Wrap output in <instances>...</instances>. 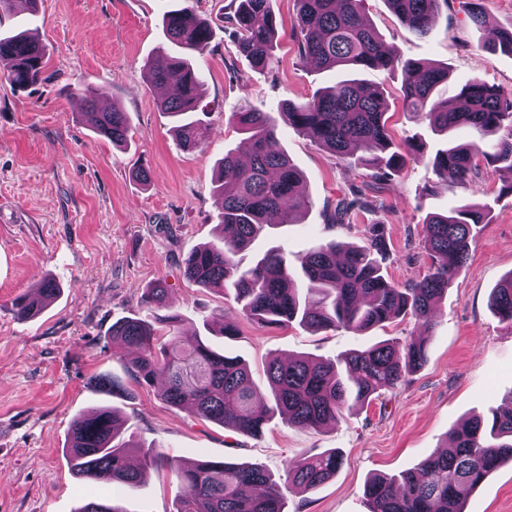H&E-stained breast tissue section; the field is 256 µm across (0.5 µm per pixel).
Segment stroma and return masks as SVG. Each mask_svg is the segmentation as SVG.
<instances>
[{
	"label": "stroma",
	"instance_id": "35a3bbf8",
	"mask_svg": "<svg viewBox=\"0 0 512 512\" xmlns=\"http://www.w3.org/2000/svg\"><path fill=\"white\" fill-rule=\"evenodd\" d=\"M228 2L195 3L213 37L199 60L206 86L197 112L208 133L191 152L178 146L173 121L148 81L147 63L159 49L178 52L163 31L169 0H39L35 21L23 12L0 16L1 33L27 30L50 55L41 81L28 89L0 80V512H79L108 497L123 512H176L179 489L168 467H149L132 491L73 475L65 452L70 427L100 407L117 408L127 420L124 439L143 449L158 445L181 461L262 467L281 482L288 512H368L370 479L416 468L445 445L455 424L491 419L512 399V326L490 307L492 288L512 273V197H499L501 178L485 169L454 191L439 186L432 159L443 136L404 111L398 81L374 70L361 77L386 98L401 169L371 192L364 169L281 128L280 143L304 175L310 204L291 223L267 229L243 258L252 261L271 248L301 254L332 239L357 243L365 225L380 224L390 247L386 273L410 284L429 266L421 248L426 218L462 203L490 204L489 224L435 308L426 363L385 397L322 430L276 418L257 438L167 406L156 385H130L125 396L95 385L98 376L123 377V363L112 355V324L148 316L141 295L157 280L165 281L172 311L184 318L183 343L202 339L241 356L260 384L276 356L333 359L420 331L411 317L362 335L295 323L265 327L248 321L233 296L185 278V255L219 233L215 175L225 152L242 140L233 112L246 103L275 112L337 78L300 58L292 35L295 0H272L280 23L277 61L254 70L224 22ZM482 6L486 21L477 28L465 0H448L423 39L408 33L385 0H364L363 13L388 47L447 66L448 80L434 96L451 100L474 78L512 88V55L485 49L499 30L512 29V0H482ZM86 88L101 91L100 107L115 104L127 113V146L99 138L81 120L77 93ZM412 142L419 150H409ZM137 167L148 170V184L133 179ZM356 190L367 193L369 207L353 209L349 227L326 229L324 205ZM45 278L59 284L57 299L36 317L17 318L13 299ZM218 313L236 325L238 338L214 335ZM332 448L343 456L335 477L312 490L287 484L288 465ZM466 512H512L511 464L475 489Z\"/></svg>",
	"mask_w": 512,
	"mask_h": 512
}]
</instances>
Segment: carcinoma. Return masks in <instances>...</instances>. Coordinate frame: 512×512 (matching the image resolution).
<instances>
[{
	"label": "carcinoma",
	"mask_w": 512,
	"mask_h": 512,
	"mask_svg": "<svg viewBox=\"0 0 512 512\" xmlns=\"http://www.w3.org/2000/svg\"><path fill=\"white\" fill-rule=\"evenodd\" d=\"M271 0H230L224 22L231 27L252 64L270 69L278 21ZM293 26L300 57L322 70L385 71L401 77L405 110L437 132L467 128L473 139L447 146L432 160L437 179L452 191L479 174L484 163L512 176V88L505 90L482 79L471 80L457 103L434 98L435 89L448 79V68L404 59L388 50L364 18L362 0H296ZM391 11L414 37L431 29L441 5L448 0H386ZM168 40L189 52L203 53L212 30L192 0H179L163 19ZM46 47L24 34L0 37V77L16 89L36 84L47 64ZM150 81L156 86L174 82L178 91L160 99V108L175 119V132L184 151L195 150L207 128L194 117L204 89L201 71L188 59L157 53L149 63ZM97 92L84 96V114L95 134L116 146L127 144V113L117 106L108 112L97 107ZM382 92L357 78H343L301 103H287L273 115L250 104L232 120L245 134L249 156L224 154L216 197L220 204L221 232L214 242L191 251L183 259L184 276L201 288L231 292L243 315L265 326L296 322L314 331L344 329L364 333L410 315L422 327L432 328L431 313L448 290L453 276L464 266L479 225L489 222L491 208L469 203L446 213L428 216L423 248L431 259L420 281L400 286L387 278L382 263L389 247L381 224H368L361 245L329 240L288 257L271 250L253 265H241L239 255L271 225L269 216L282 214L289 223L291 210L305 208L309 200L299 193L302 175L282 150L278 121L300 131L339 160H351L372 170L381 182L397 171L400 153L392 150ZM501 130L507 135L495 150L479 142ZM367 202L343 197L325 209V228L345 225L351 209ZM300 266L305 289L295 287L291 269ZM60 288L47 279L35 296L16 297L18 316L30 318L45 308ZM169 289L161 281L151 284L144 302L152 309L166 307ZM499 320L512 325V275L491 296ZM179 314L154 315L149 321L122 317L112 323V354L133 358L126 373L138 386H153L163 379L161 395L172 408L221 424L248 437L260 436L275 414L292 426L318 430L336 422L345 412L375 400L419 369L428 355L427 340L411 336L380 341L335 359L296 356L266 366L267 386L259 387L248 364L238 356L213 349L202 341L186 348L176 331ZM125 420L114 408H97L72 425L67 453L72 469L86 480L111 486L133 487L143 468L129 457L132 442L117 443ZM144 465H166L178 486L177 512H285L286 502L277 481L259 466L226 461L183 464L154 449L142 455ZM512 463V401L486 422L469 418L448 432V447L434 450L420 466L391 478L378 476L366 489L369 512H465L471 493L493 472ZM341 458L336 450L304 457L287 470V479L313 489L336 474Z\"/></svg>",
	"instance_id": "obj_1"
}]
</instances>
